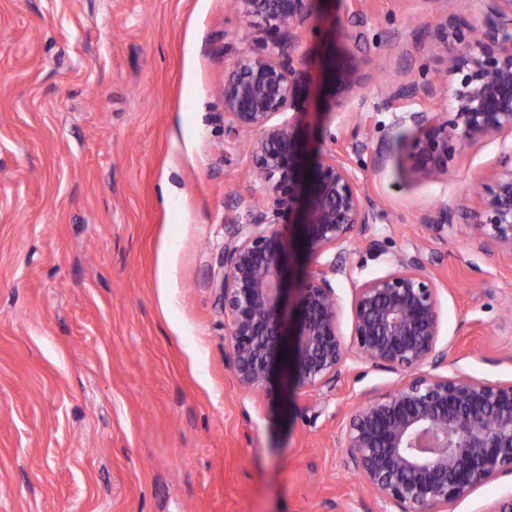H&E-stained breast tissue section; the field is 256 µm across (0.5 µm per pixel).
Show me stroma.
Wrapping results in <instances>:
<instances>
[{"label": "stroma", "instance_id": "35a3bbf8", "mask_svg": "<svg viewBox=\"0 0 512 512\" xmlns=\"http://www.w3.org/2000/svg\"><path fill=\"white\" fill-rule=\"evenodd\" d=\"M349 6L327 0L302 47L300 122L311 149H347L382 213L340 258L341 334L353 283L417 250L444 283L449 370L510 382L512 269L420 222L472 197L501 139H474L444 179L374 171L378 141L399 132L375 109L399 62L383 44L435 19L425 0H366L357 47ZM245 46L228 0H0V512H394L341 429L404 372L353 356L313 392L277 372L271 403L225 359L211 275L250 177L220 89ZM349 50L366 87L344 112L326 74Z\"/></svg>", "mask_w": 512, "mask_h": 512}]
</instances>
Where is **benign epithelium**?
<instances>
[{
  "instance_id": "benign-epithelium-1",
  "label": "benign epithelium",
  "mask_w": 512,
  "mask_h": 512,
  "mask_svg": "<svg viewBox=\"0 0 512 512\" xmlns=\"http://www.w3.org/2000/svg\"><path fill=\"white\" fill-rule=\"evenodd\" d=\"M322 2L233 0L240 19L261 36L236 58L221 88L227 133L253 134V187L228 206L212 274L225 355L237 382L270 402L277 362L311 391L336 380L352 347L376 368L409 372L397 387L352 407L344 447L365 485L398 512H447L473 489L512 473V382L438 372L448 357L440 342L441 286L417 254L396 257L392 270L354 286L346 346L333 277L343 273L339 258L356 228L376 223L379 213L366 203L348 152L327 148L311 156L300 136L305 72L298 48L316 27ZM480 2L481 19L471 22L463 20L467 0H431L436 43L452 41L456 52L430 74L414 76L411 64L398 68L375 104L378 112L417 105L396 125L409 124L399 136L398 161L418 179L447 176L456 148L477 136L512 134V0ZM364 21L358 9L347 16V36L357 45ZM332 80L337 107L363 100L349 62L333 69ZM441 96L448 98L443 110L436 104ZM393 154L392 141L383 138L374 170ZM478 187V208L463 200L451 210L427 211L420 222L438 240L462 226L512 264V142L502 143ZM298 252L313 262L295 281L290 270Z\"/></svg>"
}]
</instances>
